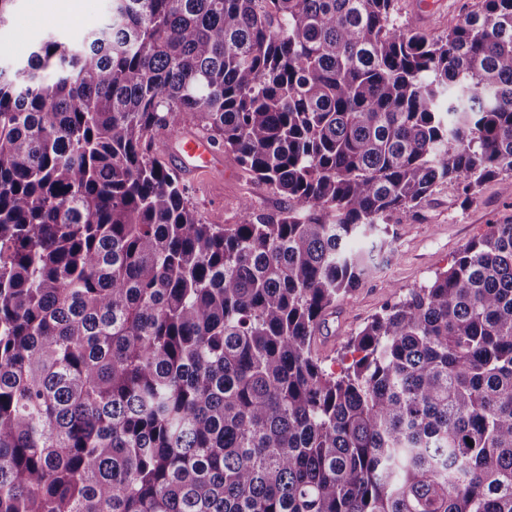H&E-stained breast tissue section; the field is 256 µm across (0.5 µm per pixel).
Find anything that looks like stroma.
Instances as JSON below:
<instances>
[{"label": "stroma", "mask_w": 512, "mask_h": 512, "mask_svg": "<svg viewBox=\"0 0 512 512\" xmlns=\"http://www.w3.org/2000/svg\"><path fill=\"white\" fill-rule=\"evenodd\" d=\"M109 3L75 0L72 12L50 16L43 0H17L8 23L0 27V65L26 60L34 45L59 25H66L67 37H81L102 22ZM477 7L478 0H439L428 20L421 22L415 15L414 0H399L398 19L419 24L430 37L439 38ZM184 182L190 206L206 224L229 227L241 223L245 213L273 215L288 204L274 188L228 162L209 173L185 175ZM501 186V179L495 178L466 197L456 184L441 182L414 216L389 218V247L373 271L337 303L327 319L328 332L317 344L325 366L336 367L346 341L385 306L411 289L428 285L489 225L512 220V197L503 193Z\"/></svg>", "instance_id": "1"}]
</instances>
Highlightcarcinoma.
Wrapping results in <instances>:
<instances>
[{
	"instance_id": "carcinoma-1",
	"label": "carcinoma",
	"mask_w": 512,
	"mask_h": 512,
	"mask_svg": "<svg viewBox=\"0 0 512 512\" xmlns=\"http://www.w3.org/2000/svg\"><path fill=\"white\" fill-rule=\"evenodd\" d=\"M112 0L0 67V512H512V221L315 353L436 184L512 171V0ZM191 113L288 199L204 224ZM399 22H409L413 26L425 30L432 38H440L448 32V28L458 24L465 15L478 8V0H429L440 2L432 11L428 20L421 22L415 15L414 1L398 0Z\"/></svg>"
}]
</instances>
